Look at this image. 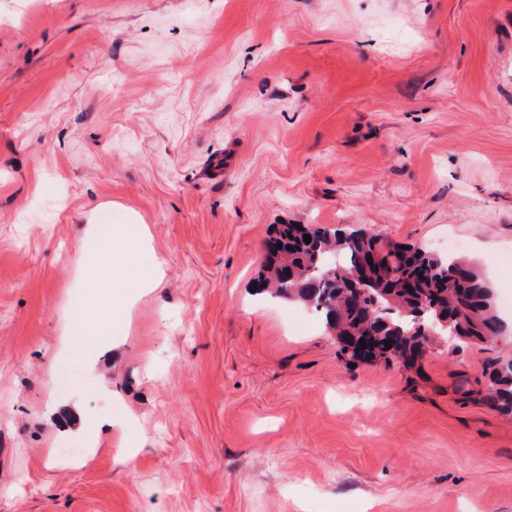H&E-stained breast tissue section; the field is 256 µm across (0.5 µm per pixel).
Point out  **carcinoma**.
<instances>
[{"instance_id": "carcinoma-1", "label": "carcinoma", "mask_w": 512, "mask_h": 512, "mask_svg": "<svg viewBox=\"0 0 512 512\" xmlns=\"http://www.w3.org/2000/svg\"><path fill=\"white\" fill-rule=\"evenodd\" d=\"M311 242H304V236ZM259 292L320 314L349 364L413 368L440 339L467 345L504 332L479 266L365 228L276 224L265 241ZM364 341L357 356L343 344ZM392 341L386 347V341ZM484 399L512 415V352L487 360Z\"/></svg>"}]
</instances>
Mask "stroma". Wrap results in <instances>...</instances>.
<instances>
[{
    "mask_svg": "<svg viewBox=\"0 0 512 512\" xmlns=\"http://www.w3.org/2000/svg\"><path fill=\"white\" fill-rule=\"evenodd\" d=\"M89 224L163 264L95 370ZM273 224L457 240L507 328L349 366ZM511 299L512 0H0V512H512ZM104 332V328L98 327L85 331L83 334L86 336L75 338L70 345L73 355L78 358L85 356L86 349L90 344L94 345V349L106 345L111 336H108V334ZM484 371L488 376L484 399L499 413L512 415V352L488 359Z\"/></svg>",
    "mask_w": 512,
    "mask_h": 512,
    "instance_id": "obj_1",
    "label": "stroma"
}]
</instances>
